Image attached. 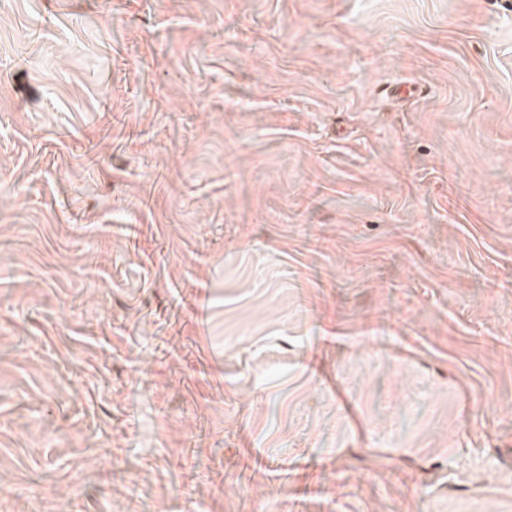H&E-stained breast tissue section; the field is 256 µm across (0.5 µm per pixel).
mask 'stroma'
Wrapping results in <instances>:
<instances>
[{
	"label": "stroma",
	"instance_id": "stroma-1",
	"mask_svg": "<svg viewBox=\"0 0 512 512\" xmlns=\"http://www.w3.org/2000/svg\"><path fill=\"white\" fill-rule=\"evenodd\" d=\"M0 512H512V0H0Z\"/></svg>",
	"mask_w": 512,
	"mask_h": 512
}]
</instances>
